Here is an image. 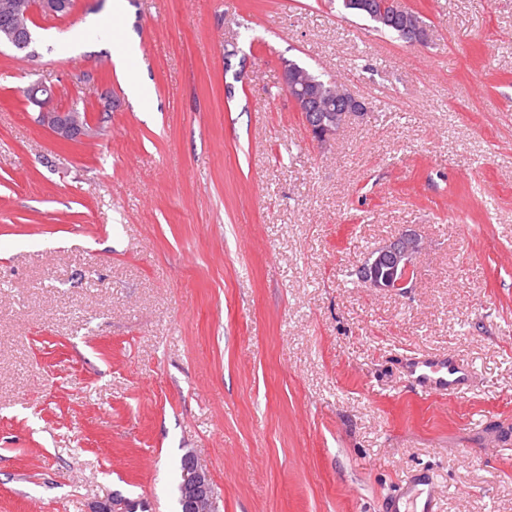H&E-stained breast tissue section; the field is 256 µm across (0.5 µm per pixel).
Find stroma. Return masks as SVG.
<instances>
[{
  "instance_id": "stroma-1",
  "label": "stroma",
  "mask_w": 512,
  "mask_h": 512,
  "mask_svg": "<svg viewBox=\"0 0 512 512\" xmlns=\"http://www.w3.org/2000/svg\"><path fill=\"white\" fill-rule=\"evenodd\" d=\"M403 2L426 43L340 0H73L0 47V512H177L188 453L216 512H385L420 472L512 512V0ZM287 61L366 114L318 144ZM406 230L410 294L360 282ZM422 355L475 377L427 397ZM57 91V87L37 85L27 89V98L39 108L38 118L41 126L56 140L70 143L85 136L92 123L84 104L82 109L79 108L80 99L72 100L71 103L79 113L57 107L54 104Z\"/></svg>"
}]
</instances>
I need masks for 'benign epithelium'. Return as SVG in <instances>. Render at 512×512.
<instances>
[{
	"label": "benign epithelium",
	"instance_id": "benign-epithelium-1",
	"mask_svg": "<svg viewBox=\"0 0 512 512\" xmlns=\"http://www.w3.org/2000/svg\"><path fill=\"white\" fill-rule=\"evenodd\" d=\"M346 6L377 19L402 13L401 0H345ZM65 6L64 0H37L27 7L16 0H0V45L28 54L30 38L24 21L33 20L34 12L53 13ZM283 83L296 111L300 112L311 136L319 143L333 140L347 119L365 111V102L342 89L324 99L307 71L293 62L284 64ZM58 88L37 85L27 89L30 103L39 108V123L56 140L70 143L88 133V114L70 112L54 104ZM418 236L405 232L372 250L357 268L361 282L395 295H405L414 287L420 254ZM179 512H215L214 488L195 457L187 453L182 460L178 486Z\"/></svg>",
	"mask_w": 512,
	"mask_h": 512
}]
</instances>
